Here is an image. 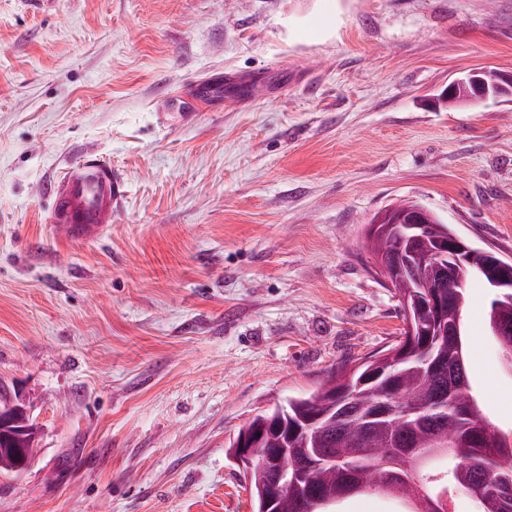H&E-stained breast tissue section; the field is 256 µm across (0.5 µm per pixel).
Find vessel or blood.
<instances>
[{"instance_id":"vessel-or-blood-1","label":"vessel or blood","mask_w":512,"mask_h":512,"mask_svg":"<svg viewBox=\"0 0 512 512\" xmlns=\"http://www.w3.org/2000/svg\"><path fill=\"white\" fill-rule=\"evenodd\" d=\"M217 85L198 81L178 96L180 110L194 115L217 97ZM50 220L75 242L99 239L112 222L125 197V182L111 164L88 153L49 188Z\"/></svg>"}]
</instances>
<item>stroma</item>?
<instances>
[{"mask_svg": "<svg viewBox=\"0 0 512 512\" xmlns=\"http://www.w3.org/2000/svg\"><path fill=\"white\" fill-rule=\"evenodd\" d=\"M512 0H0V391L36 427L0 512H252L227 444L388 349L366 224L399 199L512 260ZM232 76L192 119L173 94ZM126 201L91 244L46 187L84 152ZM474 393L512 436V364L469 283ZM497 72L489 70V71H483L481 73L476 74V76L480 77L484 83V85L489 90V93L487 90L479 86L478 84H475L473 87L474 91V100L481 99L484 100V98L489 97V94L492 95L495 91V84L497 81ZM499 92L497 94H493V97H501L500 94H507L508 92L511 93L510 97L512 96V72L509 74H501V81L499 83Z\"/></svg>", "mask_w": 512, "mask_h": 512, "instance_id": "1", "label": "stroma"}]
</instances>
